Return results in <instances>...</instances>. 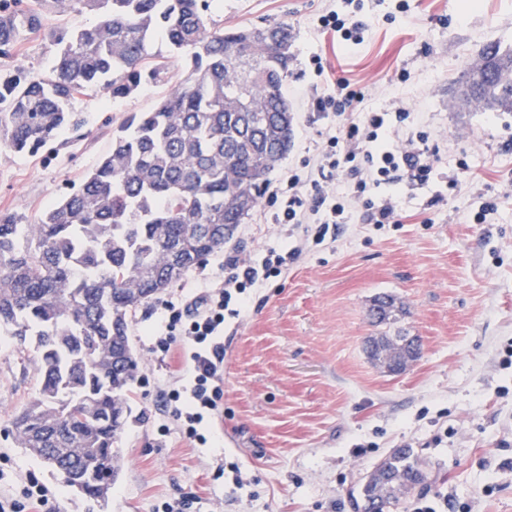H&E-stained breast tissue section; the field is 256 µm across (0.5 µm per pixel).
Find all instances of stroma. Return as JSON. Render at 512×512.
<instances>
[{
    "instance_id": "35a3bbf8",
    "label": "stroma",
    "mask_w": 512,
    "mask_h": 512,
    "mask_svg": "<svg viewBox=\"0 0 512 512\" xmlns=\"http://www.w3.org/2000/svg\"><path fill=\"white\" fill-rule=\"evenodd\" d=\"M407 5L367 0L364 40L348 51L318 28L336 0H219L217 15L228 27L284 21L294 34L287 84L306 96L292 101V145L270 185L322 146V132L399 105L407 129L427 131L439 147L441 169L467 163L466 181L453 189L438 179L404 194L396 225L353 217L254 292L244 315L226 319L224 422L203 423L207 444L175 431L169 395L179 382L141 337L160 300L139 309L137 420L123 436L107 508L89 506L15 448L10 418L35 394L38 364L0 342V496L33 478L53 492L46 512H157L176 500L192 501L190 512H355L365 476L407 446L430 474L425 496H448L439 512H512V112L462 99V74L480 49L512 47V0ZM183 77L175 66L170 81L122 99L87 91L71 103L85 118L83 137L63 132L33 155L0 146V210L38 217L110 149L127 115L150 111ZM342 79L364 101L341 115L314 114L313 97ZM438 193L443 204L430 205ZM491 200L497 212L476 223ZM282 242L253 211L224 249L249 257ZM380 294L397 300L394 324L367 317ZM400 332L419 337L421 353L390 373L371 359L368 341Z\"/></svg>"
}]
</instances>
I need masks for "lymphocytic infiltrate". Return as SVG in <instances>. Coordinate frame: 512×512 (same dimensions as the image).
Masks as SVG:
<instances>
[{"mask_svg":"<svg viewBox=\"0 0 512 512\" xmlns=\"http://www.w3.org/2000/svg\"><path fill=\"white\" fill-rule=\"evenodd\" d=\"M344 3L351 6V13L327 12L320 16L319 24L347 47L362 43L367 24L357 17L364 0ZM408 117L403 108L369 112L339 133L326 134L322 147L304 158L301 170L289 171L283 185L272 190L264 214L266 223L278 225L287 237L312 235L319 244L331 227L348 223L351 214L344 205L348 198L360 203L368 223H399L400 198L390 192L381 194V187L426 186L435 178L439 161V149L429 146L426 133L399 138L400 126ZM302 252L299 245L269 247L258 261L226 254L217 260L224 272L223 283L205 276L166 300L150 336L153 350L162 355H169L179 334L185 337V347L194 352L190 363L178 371L187 378V387L171 393L175 403L172 416L187 439L206 444L200 425L224 413L225 318L239 317L248 291L281 275Z\"/></svg>","mask_w":512,"mask_h":512,"instance_id":"lymphocytic-infiltrate-1","label":"lymphocytic infiltrate"}]
</instances>
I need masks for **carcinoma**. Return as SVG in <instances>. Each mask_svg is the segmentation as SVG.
<instances>
[{
    "instance_id": "carcinoma-1",
    "label": "carcinoma",
    "mask_w": 512,
    "mask_h": 512,
    "mask_svg": "<svg viewBox=\"0 0 512 512\" xmlns=\"http://www.w3.org/2000/svg\"><path fill=\"white\" fill-rule=\"evenodd\" d=\"M215 0H0V59L41 33L55 49L45 74L0 65V143L27 154L82 125L70 108L94 87L125 98L168 78L153 46L186 78L149 112L112 131V147L30 222L0 211V335L40 365L35 395L11 419L15 447L103 508L120 466L141 357L129 327L141 306L202 265L260 203L288 154L293 108L283 93L294 39L286 22L224 28ZM90 11V27L65 22ZM255 63L240 93L239 62ZM465 84L490 111L512 112V49L482 50ZM395 307L377 297L369 318ZM397 448L359 490L358 512H391L426 483Z\"/></svg>"
}]
</instances>
